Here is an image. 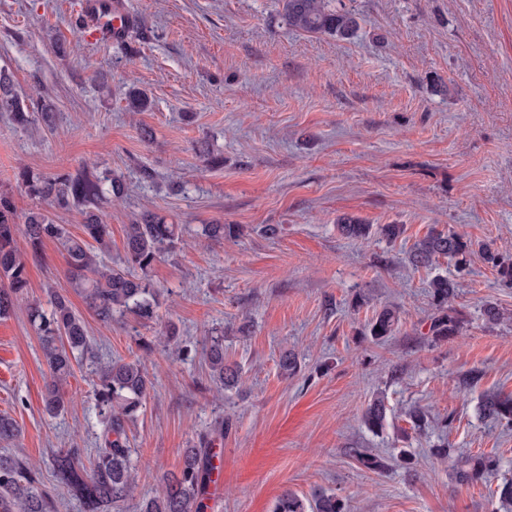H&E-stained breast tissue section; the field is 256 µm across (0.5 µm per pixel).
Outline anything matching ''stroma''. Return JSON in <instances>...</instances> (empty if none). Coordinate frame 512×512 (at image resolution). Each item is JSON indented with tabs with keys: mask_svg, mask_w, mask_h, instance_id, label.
<instances>
[{
	"mask_svg": "<svg viewBox=\"0 0 512 512\" xmlns=\"http://www.w3.org/2000/svg\"><path fill=\"white\" fill-rule=\"evenodd\" d=\"M342 3L360 23L349 40L288 28L276 0H123L132 33L90 43L73 32L79 0H0V68L34 113L54 115L52 126L22 128L0 114V191L16 216L35 205L23 175L95 163L125 186L99 206L113 263L144 214L187 227L153 269L158 321L106 324L70 296L99 362L140 359L154 383L127 431L137 497L153 496L218 418L230 426L210 512H272L284 491L315 489L350 512H495L497 487L512 480V428L480 410L484 396L512 394V288L478 254L463 276L446 258L427 268L407 259L432 228L512 255V0ZM132 85L148 111H127ZM347 216L404 232L362 243L339 231ZM216 223L241 234L200 236ZM264 224L280 230L263 235ZM64 270L45 241L28 262V302L48 305ZM438 274L461 279L453 306L463 325L437 342L428 325ZM28 302L0 319V413L20 427L0 455L48 485L52 451H92L102 426L87 361L74 366L66 412L44 414L49 368ZM487 302L508 322L485 325ZM386 306L401 322L378 344L366 329ZM166 325L176 336L162 348L154 338ZM219 326L226 357L244 370L238 392L218 393L200 362V341ZM287 348L300 365L288 378L278 367ZM379 395L387 424L375 433L363 414ZM417 406L432 417L421 432L406 418ZM442 443L450 460L431 453ZM361 450L385 469L362 467ZM478 455L498 459L495 473L457 483L454 460Z\"/></svg>",
	"mask_w": 512,
	"mask_h": 512,
	"instance_id": "obj_1",
	"label": "stroma"
}]
</instances>
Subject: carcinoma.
<instances>
[{
	"label": "carcinoma",
	"instance_id": "1",
	"mask_svg": "<svg viewBox=\"0 0 512 512\" xmlns=\"http://www.w3.org/2000/svg\"><path fill=\"white\" fill-rule=\"evenodd\" d=\"M279 16L288 27L307 33L327 34L347 40L358 29V17L335 0H278ZM0 112L9 114L22 127L32 123L26 100L14 93L9 75L0 70ZM27 193L59 210L78 208L84 215L85 238L71 236L54 222L51 213L36 207L21 223L16 222L11 198L0 193V317L7 316L16 303L27 299L29 280L28 256H38L47 239L57 241L66 262V279L86 306L98 319L110 323L132 314L143 323L157 318L158 290L151 272L165 254L175 252L185 233V225L168 224L164 218L145 214L137 224L128 225L123 266L114 267L104 261L112 251V230L98 212V202L111 194L121 195V180L109 171H100L92 163L75 175L31 177L26 180ZM340 229L348 238L366 240L379 233L390 241L403 232L401 224L374 227L347 219ZM202 235L221 242L239 234L236 224H204ZM484 260L496 270L502 286L512 288V256L481 245ZM473 243L464 236L431 229L414 243L409 253L413 266L428 267L439 257L455 262L458 273L467 271ZM435 311L428 334L446 340L461 329V318L452 306L459 282L443 276L429 284ZM29 321L39 337L41 350L49 367L43 404L45 411L57 416L69 404L66 392L73 365L79 359H93L95 354L82 316L73 311L67 290L54 291L50 311L29 304ZM399 314L393 308L377 312L369 323V333L377 341L395 334ZM202 359L210 380L221 389L238 386L240 367L224 357V331L216 328L202 340ZM92 394L103 426V446L87 458L79 448H58L51 454V476L55 489L48 488L34 470L19 459L0 458V512H58L54 490H62L77 500L83 512H123L133 498L137 468L132 462L126 434L134 421L153 382L144 365L138 361L115 360L96 371ZM484 414L505 425H512V395L492 394L482 400ZM386 419L384 400L376 398L365 411L368 427L379 429ZM229 422L222 419L210 430L198 435L197 442L183 449V461L176 472L162 478L159 494L144 498L137 512H207L209 486L213 482L216 457L215 441L224 438ZM20 433L16 421L0 414V441L15 439ZM497 470L496 459L487 456L460 460L454 469L460 482H478ZM273 512H349L347 502L334 493L318 490L312 498L303 499L292 491L282 493Z\"/></svg>",
	"mask_w": 512,
	"mask_h": 512
}]
</instances>
